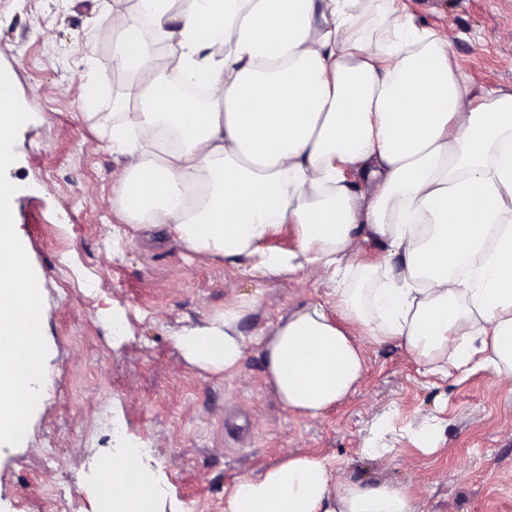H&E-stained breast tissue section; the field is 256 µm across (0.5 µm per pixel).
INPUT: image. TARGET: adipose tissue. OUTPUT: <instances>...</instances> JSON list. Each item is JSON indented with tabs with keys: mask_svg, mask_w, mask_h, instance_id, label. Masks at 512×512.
Listing matches in <instances>:
<instances>
[{
	"mask_svg": "<svg viewBox=\"0 0 512 512\" xmlns=\"http://www.w3.org/2000/svg\"><path fill=\"white\" fill-rule=\"evenodd\" d=\"M102 30L130 77L110 132L128 160L113 200L127 223L165 228L199 260L341 283L333 307L307 304L253 341L288 410L324 414L357 386L368 344L387 340L428 373L486 369L512 387V92L473 96L447 39L400 0H108ZM177 82L203 86L208 104ZM286 224L295 249L266 251ZM365 235L381 263L358 261ZM384 264L385 287H349ZM252 305L233 296L175 347L237 376ZM148 473L140 448H120L90 512H147L161 492ZM224 512L420 504L406 486L296 454L235 482Z\"/></svg>",
	"mask_w": 512,
	"mask_h": 512,
	"instance_id": "adipose-tissue-1",
	"label": "adipose tissue"
}]
</instances>
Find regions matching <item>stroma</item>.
Listing matches in <instances>:
<instances>
[{"mask_svg": "<svg viewBox=\"0 0 512 512\" xmlns=\"http://www.w3.org/2000/svg\"><path fill=\"white\" fill-rule=\"evenodd\" d=\"M417 23L444 31L476 94L512 90V0H404ZM104 0H0V66L32 115L7 176L14 222L40 278L50 380L25 440L0 457V512H87L104 459L132 441L165 490L155 512H224L239 478L290 453L328 459L344 476L409 486L425 512H512V393L491 372L441 379L397 343L370 346L366 373L342 402L309 418L284 407L249 350L238 377L188 364L171 342L223 309L257 298L245 335L269 330L328 283L253 277L246 261L198 263L174 240L126 224L112 206L124 157L101 113L122 92ZM102 83L94 106L77 88ZM126 330L112 332L113 316ZM386 417L387 460L365 455ZM437 427L427 453L417 436Z\"/></svg>", "mask_w": 512, "mask_h": 512, "instance_id": "1", "label": "stroma"}]
</instances>
